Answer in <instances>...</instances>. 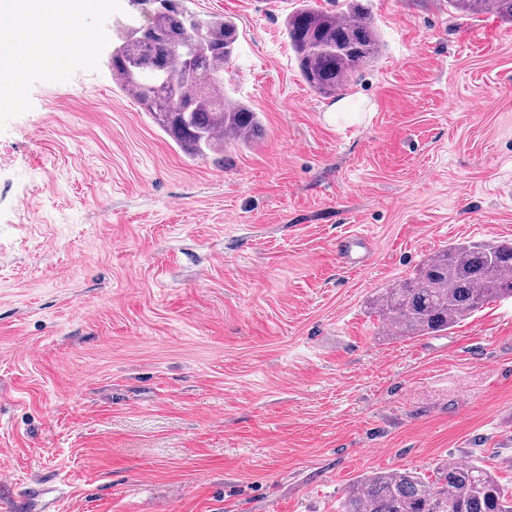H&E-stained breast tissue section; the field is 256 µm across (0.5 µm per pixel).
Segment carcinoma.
I'll use <instances>...</instances> for the list:
<instances>
[{"label": "carcinoma", "instance_id": "cac0c4a2", "mask_svg": "<svg viewBox=\"0 0 512 512\" xmlns=\"http://www.w3.org/2000/svg\"><path fill=\"white\" fill-rule=\"evenodd\" d=\"M448 7L461 17L494 12L512 22V0H448ZM136 29L119 39L112 75L185 155L220 154L263 136L258 113L224 89L239 42L233 20H204L185 0H158ZM285 32L301 78L323 96L344 89L380 49L364 0H350L341 13L302 0ZM189 51L190 68L178 69ZM511 297V242L453 241L376 294L372 310L401 336H436ZM337 512H512V493L484 466L448 460L432 479L406 468L364 475Z\"/></svg>", "mask_w": 512, "mask_h": 512}]
</instances>
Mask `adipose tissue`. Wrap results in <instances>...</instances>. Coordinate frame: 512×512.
I'll return each mask as SVG.
<instances>
[{"mask_svg": "<svg viewBox=\"0 0 512 512\" xmlns=\"http://www.w3.org/2000/svg\"><path fill=\"white\" fill-rule=\"evenodd\" d=\"M58 0H0V16L12 17L9 26H0V102L15 101V77L19 61L43 65L54 59L59 48L74 40L73 29L57 24ZM40 16L53 25L43 34H35L26 17Z\"/></svg>", "mask_w": 512, "mask_h": 512, "instance_id": "1", "label": "adipose tissue"}]
</instances>
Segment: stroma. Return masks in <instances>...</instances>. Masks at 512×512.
<instances>
[{
    "mask_svg": "<svg viewBox=\"0 0 512 512\" xmlns=\"http://www.w3.org/2000/svg\"><path fill=\"white\" fill-rule=\"evenodd\" d=\"M240 38L262 140L190 158L112 77L110 21L0 105V512H336L362 475L475 462L512 489V298L392 335L379 289L512 241V22L369 0L382 46L336 124L296 0H188ZM372 242L342 266L337 238Z\"/></svg>",
    "mask_w": 512,
    "mask_h": 512,
    "instance_id": "stroma-1",
    "label": "stroma"
}]
</instances>
